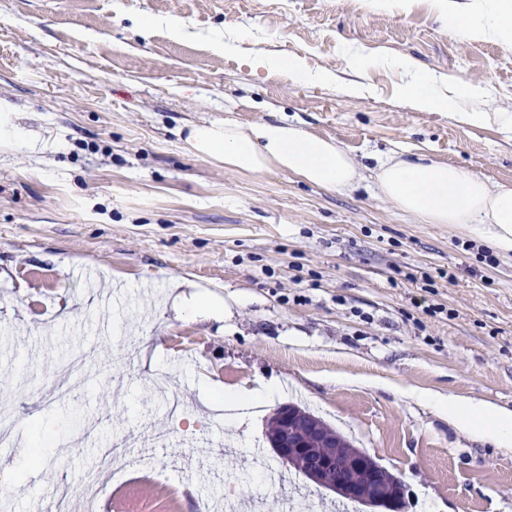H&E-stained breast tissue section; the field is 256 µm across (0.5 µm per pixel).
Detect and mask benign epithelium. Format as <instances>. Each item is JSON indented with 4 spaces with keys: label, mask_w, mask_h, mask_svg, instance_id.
Here are the masks:
<instances>
[{
    "label": "benign epithelium",
    "mask_w": 512,
    "mask_h": 512,
    "mask_svg": "<svg viewBox=\"0 0 512 512\" xmlns=\"http://www.w3.org/2000/svg\"><path fill=\"white\" fill-rule=\"evenodd\" d=\"M269 423L265 436L273 453L307 480L376 512H401L400 479L360 449H340L339 437L321 418L286 403L278 406Z\"/></svg>",
    "instance_id": "7a95c632"
}]
</instances>
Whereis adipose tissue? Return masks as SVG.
Listing matches in <instances>:
<instances>
[{
	"instance_id": "ef3b65f1",
	"label": "adipose tissue",
	"mask_w": 512,
	"mask_h": 512,
	"mask_svg": "<svg viewBox=\"0 0 512 512\" xmlns=\"http://www.w3.org/2000/svg\"><path fill=\"white\" fill-rule=\"evenodd\" d=\"M437 10L464 38H495L512 44V0H437ZM403 97L420 111L440 112L453 105L432 77L417 72L412 61ZM199 156L247 174L285 172L298 181L328 190H350L363 179L354 156L336 141L279 120L243 125L227 119L190 127L186 139ZM378 195L424 224H451L486 241L497 252L512 253V187L491 185L473 170L414 159L396 153L372 171ZM448 415L462 429L496 447L512 446V414L484 403L449 401Z\"/></svg>"
}]
</instances>
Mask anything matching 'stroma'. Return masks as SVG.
<instances>
[{
	"label": "stroma",
	"mask_w": 512,
	"mask_h": 512,
	"mask_svg": "<svg viewBox=\"0 0 512 512\" xmlns=\"http://www.w3.org/2000/svg\"><path fill=\"white\" fill-rule=\"evenodd\" d=\"M259 49L335 80L253 70ZM402 58L439 86L480 84L460 111L512 105V45L464 39L435 0H0V101L26 136L0 141V462L42 443L0 512H86L89 474L105 512H198L257 484L259 512L292 495L336 512L296 471L262 480L285 402L399 476L406 512H512V447L419 399L512 412V254L418 222L368 178L333 192L228 170L182 133L286 119L367 174L397 151L512 185V130L413 109ZM196 294L223 312L189 317ZM243 388L267 400L235 428L223 399ZM117 443L143 468L115 477L100 451Z\"/></svg>",
	"instance_id": "obj_1"
}]
</instances>
